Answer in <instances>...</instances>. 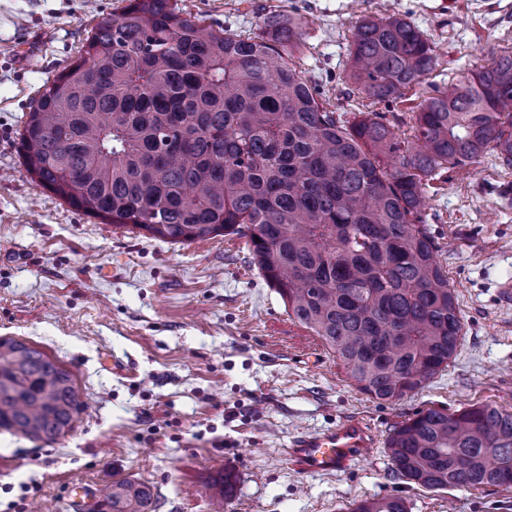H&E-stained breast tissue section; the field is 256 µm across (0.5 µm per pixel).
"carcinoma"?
Returning a JSON list of instances; mask_svg holds the SVG:
<instances>
[{
	"label": "carcinoma",
	"instance_id": "1",
	"mask_svg": "<svg viewBox=\"0 0 512 512\" xmlns=\"http://www.w3.org/2000/svg\"><path fill=\"white\" fill-rule=\"evenodd\" d=\"M293 17L216 29L171 0H129L43 87L19 131L26 171L78 211L187 243L246 239L288 316L336 354L357 388L393 403L448 367L463 325L426 224V188L487 154L512 166V50L434 86L402 136L390 108L439 66L399 14L355 26L342 79L367 100L350 121L293 62ZM86 409L75 375L0 338V429L55 443ZM396 477L430 490L512 487V409L429 408L385 441ZM235 477L213 483L232 499ZM112 512H156L144 481L106 488ZM350 512H408L398 496Z\"/></svg>",
	"mask_w": 512,
	"mask_h": 512
}]
</instances>
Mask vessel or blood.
<instances>
[{
  "label": "vessel or blood",
  "mask_w": 512,
  "mask_h": 512,
  "mask_svg": "<svg viewBox=\"0 0 512 512\" xmlns=\"http://www.w3.org/2000/svg\"><path fill=\"white\" fill-rule=\"evenodd\" d=\"M375 442L374 435L362 423L346 420L325 433L297 437L287 455L301 471L335 474L346 471Z\"/></svg>",
  "instance_id": "b4317fda"
}]
</instances>
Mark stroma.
I'll return each instance as SVG.
<instances>
[{
  "instance_id": "35a3bbf8",
  "label": "stroma",
  "mask_w": 512,
  "mask_h": 512,
  "mask_svg": "<svg viewBox=\"0 0 512 512\" xmlns=\"http://www.w3.org/2000/svg\"><path fill=\"white\" fill-rule=\"evenodd\" d=\"M214 28L248 34L269 14L298 17L294 61L331 109L355 113L341 72L356 12L407 15L440 65L406 91L411 120L433 86L512 47V0H176ZM125 0H0V337L70 368L87 401L75 430L44 444L0 430V504L72 512L68 489L129 478L154 485L157 512H213L211 485L234 473L224 512H348L398 495L409 512H512V489L429 490L397 479L385 441L427 408H512V167L485 156L429 189L427 222L455 289L464 336L418 392L381 403L358 390L317 336L292 320L244 239L169 243L102 223L37 186L18 133L44 84L74 62L100 17ZM357 417L377 445L344 473L304 474L294 436ZM31 485L22 495V485Z\"/></svg>"
}]
</instances>
